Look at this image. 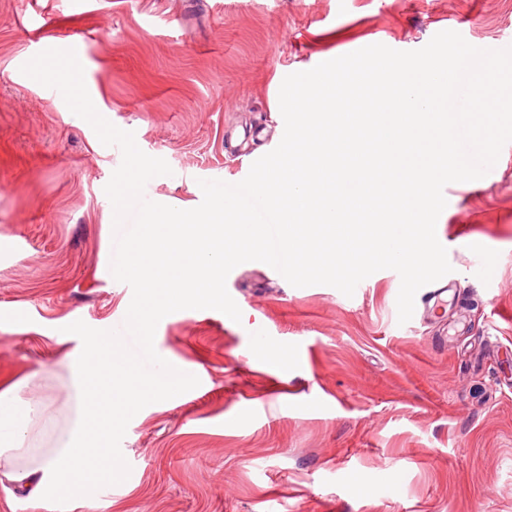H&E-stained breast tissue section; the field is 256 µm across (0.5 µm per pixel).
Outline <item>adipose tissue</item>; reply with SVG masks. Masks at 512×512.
Masks as SVG:
<instances>
[{
  "instance_id": "obj_1",
  "label": "adipose tissue",
  "mask_w": 512,
  "mask_h": 512,
  "mask_svg": "<svg viewBox=\"0 0 512 512\" xmlns=\"http://www.w3.org/2000/svg\"><path fill=\"white\" fill-rule=\"evenodd\" d=\"M66 365L77 391L76 417L37 468H21L17 462L52 422L50 408L44 400L24 396L22 384L0 391V463L35 490L49 486L72 498L109 480L116 469L113 394L121 395L124 413L136 415L149 402L182 396L192 377L185 373L173 381L163 370L154 379H142L106 335L84 336L81 349L67 354Z\"/></svg>"
}]
</instances>
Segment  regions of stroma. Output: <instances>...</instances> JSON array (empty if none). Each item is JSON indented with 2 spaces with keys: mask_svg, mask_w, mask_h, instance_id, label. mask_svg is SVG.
Masks as SVG:
<instances>
[{
  "mask_svg": "<svg viewBox=\"0 0 512 512\" xmlns=\"http://www.w3.org/2000/svg\"><path fill=\"white\" fill-rule=\"evenodd\" d=\"M37 7L0 0V382L39 372L59 430L76 408L66 326L110 329L132 299L109 274L104 187L122 156L26 61L81 46L98 112L172 169L145 197L198 204L199 180L244 178L279 144L286 75L444 30L512 46V0H57L45 45L28 36ZM444 196L447 308L421 290L399 323L390 269L348 297L242 263L226 281L241 321L188 309L159 322L157 353L205 381L137 420L114 409L110 498L38 500L0 468V512H512V142ZM279 380L288 392L271 396Z\"/></svg>",
  "mask_w": 512,
  "mask_h": 512,
  "instance_id": "stroma-1",
  "label": "stroma"
}]
</instances>
